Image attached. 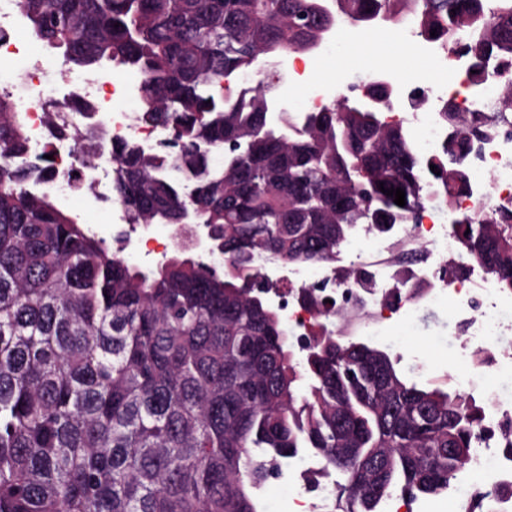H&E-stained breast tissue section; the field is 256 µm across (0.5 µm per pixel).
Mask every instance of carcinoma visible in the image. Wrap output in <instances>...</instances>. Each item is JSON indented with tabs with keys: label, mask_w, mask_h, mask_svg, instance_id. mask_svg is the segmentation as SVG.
Wrapping results in <instances>:
<instances>
[{
	"label": "carcinoma",
	"mask_w": 512,
	"mask_h": 512,
	"mask_svg": "<svg viewBox=\"0 0 512 512\" xmlns=\"http://www.w3.org/2000/svg\"><path fill=\"white\" fill-rule=\"evenodd\" d=\"M17 2L72 82L107 66L135 75L137 121L176 137L174 153L112 143L127 223L191 213L222 261L177 249L151 269L131 263L122 238L56 205L53 161L31 156L0 93V512H264V483L304 452L322 463L308 488L330 481L333 512L448 492L484 433L485 401L409 384L389 352L329 329L297 347L257 263L331 264L358 226L387 233L437 198L468 262L512 294V211L457 207L472 192L476 113H445L448 137L428 155L381 112L338 100L274 123L261 88L224 79L258 56L313 50L318 30L297 21L318 11L395 32L411 17L441 44L464 34L479 91L491 61L512 63V0ZM100 142L86 130L82 165Z\"/></svg>",
	"instance_id": "1"
}]
</instances>
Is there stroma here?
Segmentation results:
<instances>
[{
  "label": "stroma",
  "mask_w": 512,
  "mask_h": 512,
  "mask_svg": "<svg viewBox=\"0 0 512 512\" xmlns=\"http://www.w3.org/2000/svg\"><path fill=\"white\" fill-rule=\"evenodd\" d=\"M357 35L356 29L336 28L322 46L312 52L315 67L301 74L295 70V57L276 60L275 66L282 79L272 88V95L281 98L291 112L304 111L308 97L317 90L322 91L324 102L336 99L347 85L357 80L360 66L352 62L348 51ZM389 66L402 69L407 79L424 84H442L457 78L455 66L437 68L432 59L419 53L404 58L390 54ZM58 202L64 210L78 216L81 223L105 236L113 225L123 221L120 209L98 204L90 192L76 191L59 197ZM403 249V243L393 237L389 238L387 248H380L376 235L360 231L341 248L336 262L346 266L364 259L390 266ZM418 291L414 315L401 313L382 321L373 308L366 305L355 309L349 320L335 322L334 329L341 335L390 349L399 358V369L417 382L447 380L453 388L478 399L493 390L512 396V382L498 378L489 366L459 362L460 346L468 341L469 333L456 315V297L452 290L422 285Z\"/></svg>",
  "instance_id": "obj_1"
}]
</instances>
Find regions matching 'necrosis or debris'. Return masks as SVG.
<instances>
[{
  "instance_id": "4bbe7bcc",
  "label": "necrosis or debris",
  "mask_w": 512,
  "mask_h": 512,
  "mask_svg": "<svg viewBox=\"0 0 512 512\" xmlns=\"http://www.w3.org/2000/svg\"><path fill=\"white\" fill-rule=\"evenodd\" d=\"M20 22L16 0H0V88L14 91L27 119L32 151L38 154L44 147H51L56 174L49 183L50 188L68 190L71 178L78 175L93 181L99 200L109 202L112 152L110 148H103L90 166H79V139L85 128L95 124L106 131L108 139L128 141L154 151L160 148L166 134L160 128L130 121L125 107L129 100L135 99V87H110L98 78L84 79L77 88L68 79L60 83L44 80L40 68L29 63L27 50L16 37ZM498 79V74H490L482 92L471 99L463 96L461 90H452L445 85L426 87V101L421 107L423 117L418 124L423 151L436 150L448 133L439 117L448 100H455L461 106L470 105L472 110L484 115L497 116ZM50 110L60 111L62 116L71 119L68 134L50 137L45 125V114ZM498 118L499 130L490 138L476 142L469 157V166L476 176L486 171L492 172L499 185V205L512 209V115ZM113 232L126 234L127 248L137 251L164 254L168 250L193 244L190 227L186 224L171 226L167 235L160 240L142 231H130L125 224L115 225ZM392 234L408 246L429 245L430 253L422 265L409 269L400 284L393 287L388 284L390 275L386 269L376 267L370 289L374 308L392 313L410 309L407 292L409 286L416 282L431 288L448 287L457 298L459 317L479 335H486L490 330L486 303L476 293L477 286L486 279V272L461 260L457 263L458 274L448 273L442 258L455 252L457 240L448 233L436 208L425 206L417 221L393 225ZM305 291L315 299L331 300L336 306L356 301L360 296L359 289L340 283L338 273L332 267L314 269L300 282L277 290L275 298L282 304L285 320L298 340L310 335L313 327L323 321L322 316L313 312L302 299L301 294ZM510 419L512 401L491 395L486 432L469 462L470 471L488 474L492 481L498 483H512V453L499 449L497 443L499 425Z\"/></svg>"
}]
</instances>
